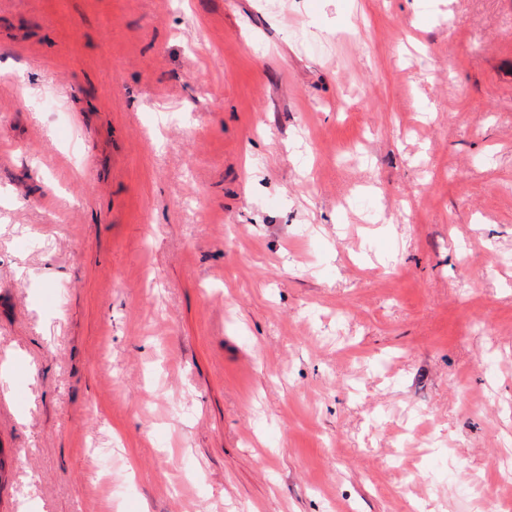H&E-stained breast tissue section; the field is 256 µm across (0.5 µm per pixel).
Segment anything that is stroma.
Wrapping results in <instances>:
<instances>
[{"instance_id": "obj_1", "label": "stroma", "mask_w": 512, "mask_h": 512, "mask_svg": "<svg viewBox=\"0 0 512 512\" xmlns=\"http://www.w3.org/2000/svg\"><path fill=\"white\" fill-rule=\"evenodd\" d=\"M0 512H512V0H0Z\"/></svg>"}]
</instances>
